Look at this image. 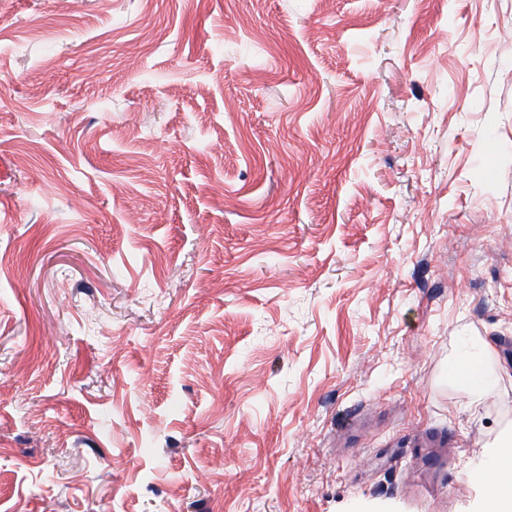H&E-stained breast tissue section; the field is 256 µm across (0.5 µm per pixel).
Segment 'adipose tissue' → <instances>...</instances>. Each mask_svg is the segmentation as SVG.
I'll return each mask as SVG.
<instances>
[{
    "label": "adipose tissue",
    "mask_w": 512,
    "mask_h": 512,
    "mask_svg": "<svg viewBox=\"0 0 512 512\" xmlns=\"http://www.w3.org/2000/svg\"><path fill=\"white\" fill-rule=\"evenodd\" d=\"M490 349L485 341L462 343L449 364L450 374L462 382L472 401H482L498 382L485 364ZM469 476L482 490V512H512V434L496 446L490 464L473 468Z\"/></svg>",
    "instance_id": "obj_1"
}]
</instances>
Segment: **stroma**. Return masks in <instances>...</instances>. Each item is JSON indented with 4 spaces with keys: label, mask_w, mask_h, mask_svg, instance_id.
<instances>
[{
    "label": "stroma",
    "mask_w": 512,
    "mask_h": 512,
    "mask_svg": "<svg viewBox=\"0 0 512 512\" xmlns=\"http://www.w3.org/2000/svg\"><path fill=\"white\" fill-rule=\"evenodd\" d=\"M510 428L512 0H0V512H480ZM489 354V345L485 341H465L449 363L450 374L465 385L473 402L482 401L498 383V376L485 364ZM475 371L477 375L474 377Z\"/></svg>",
    "instance_id": "35a3bbf8"
}]
</instances>
